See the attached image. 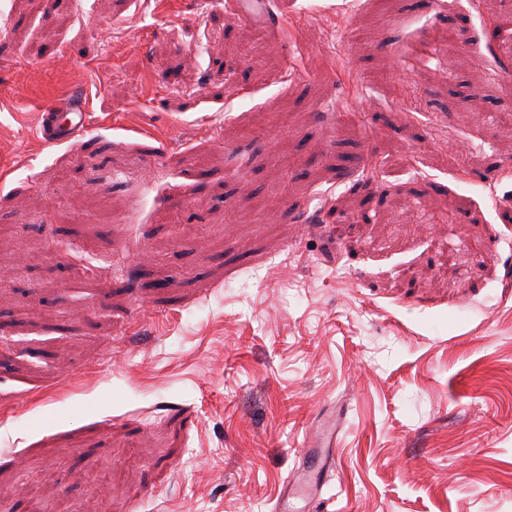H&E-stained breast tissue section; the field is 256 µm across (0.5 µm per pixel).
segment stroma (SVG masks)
<instances>
[{"instance_id": "obj_1", "label": "stroma", "mask_w": 512, "mask_h": 512, "mask_svg": "<svg viewBox=\"0 0 512 512\" xmlns=\"http://www.w3.org/2000/svg\"><path fill=\"white\" fill-rule=\"evenodd\" d=\"M209 2L0 0V512H274L330 409L298 512H512V132L408 65L452 23L512 114L494 13ZM87 92L74 90L66 103L43 112L41 135L48 143L71 141L88 123ZM321 435L313 437L306 435L303 448L299 453L303 465L299 478L287 479L283 483L282 492L276 505L278 512L293 511L290 507V499L298 492L308 494L310 502L319 497L320 489L327 483L336 467V438L335 440L319 441ZM315 449H320V453Z\"/></svg>"}]
</instances>
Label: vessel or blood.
I'll list each match as a JSON object with an SVG mask.
<instances>
[{
  "instance_id": "obj_1",
  "label": "vessel or blood",
  "mask_w": 512,
  "mask_h": 512,
  "mask_svg": "<svg viewBox=\"0 0 512 512\" xmlns=\"http://www.w3.org/2000/svg\"><path fill=\"white\" fill-rule=\"evenodd\" d=\"M87 93L83 90L73 91L65 103L53 106L42 116L40 132L50 143L72 140L88 123L86 110ZM307 467L299 476L286 480L277 502V512H289L290 500L296 493H303L309 498L319 496L320 489L327 483L336 467L335 441H322L316 437H306L300 451Z\"/></svg>"
}]
</instances>
